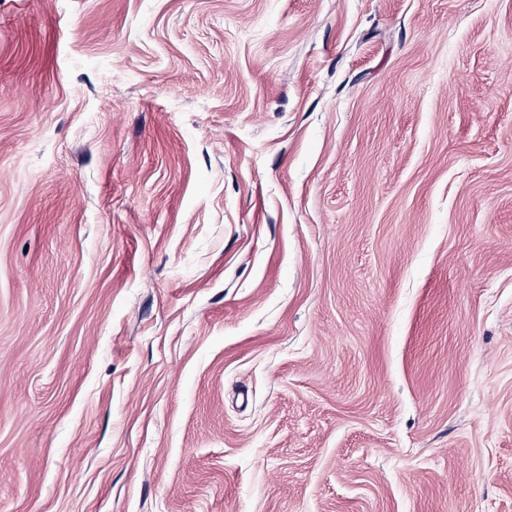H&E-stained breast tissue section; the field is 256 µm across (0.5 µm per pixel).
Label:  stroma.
<instances>
[{"label": "stroma", "mask_w": 512, "mask_h": 512, "mask_svg": "<svg viewBox=\"0 0 512 512\" xmlns=\"http://www.w3.org/2000/svg\"><path fill=\"white\" fill-rule=\"evenodd\" d=\"M0 512H512V0H0Z\"/></svg>", "instance_id": "35a3bbf8"}]
</instances>
